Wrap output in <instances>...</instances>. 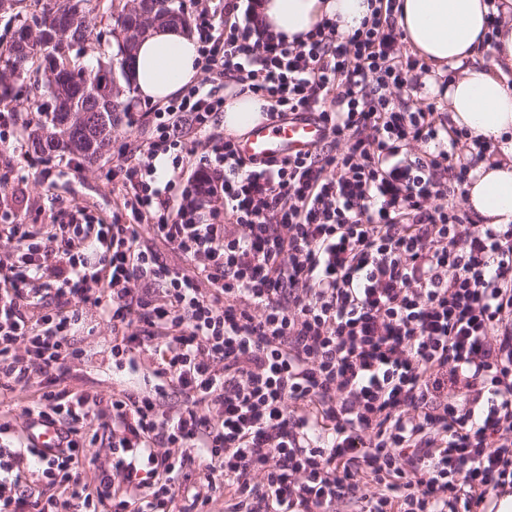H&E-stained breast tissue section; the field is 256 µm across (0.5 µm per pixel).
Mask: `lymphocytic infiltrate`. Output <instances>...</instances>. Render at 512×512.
<instances>
[{
  "mask_svg": "<svg viewBox=\"0 0 512 512\" xmlns=\"http://www.w3.org/2000/svg\"><path fill=\"white\" fill-rule=\"evenodd\" d=\"M396 3L299 40L257 0H224L219 27L201 8L197 65L216 84L146 106V153L121 151L109 177L120 216L0 225V399L39 379L24 414L65 441L46 457L0 423V512H488L512 489V224L468 212L467 133L436 98H405L430 69L404 51ZM223 87L272 121L315 115L323 143L243 158L216 131ZM203 195L222 219H203ZM86 302L116 364L159 357L108 400L64 386ZM34 460L55 494L23 485Z\"/></svg>",
  "mask_w": 512,
  "mask_h": 512,
  "instance_id": "f902f5d3",
  "label": "lymphocytic infiltrate"
}]
</instances>
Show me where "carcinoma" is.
I'll list each match as a JSON object with an SVG mask.
<instances>
[{
    "instance_id": "carcinoma-1",
    "label": "carcinoma",
    "mask_w": 512,
    "mask_h": 512,
    "mask_svg": "<svg viewBox=\"0 0 512 512\" xmlns=\"http://www.w3.org/2000/svg\"><path fill=\"white\" fill-rule=\"evenodd\" d=\"M102 0H46L37 33L26 23L15 31L9 47L0 51V81L26 77L33 64L44 71L49 100H33L28 108L39 113V127L29 135L36 152L74 155L89 163L102 157L112 143V129L122 122L126 107L112 85L131 90L127 67L136 45L118 42L116 54L87 70L71 64L74 46L93 36L86 17L101 8ZM144 10L164 18L166 24L189 27L173 0H141ZM114 26L125 30L138 14L110 0Z\"/></svg>"
}]
</instances>
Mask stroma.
I'll use <instances>...</instances> for the list:
<instances>
[{"label": "stroma", "instance_id": "obj_1", "mask_svg": "<svg viewBox=\"0 0 512 512\" xmlns=\"http://www.w3.org/2000/svg\"><path fill=\"white\" fill-rule=\"evenodd\" d=\"M44 80L43 72L32 71L23 83L15 85L11 98L0 101V112L16 115L8 139L0 142V177L8 179L7 184H0V202L25 224L49 223L51 215L75 207L111 223L118 207L105 174L116 165V154L106 153L94 163L84 162L76 168L60 163L55 155L38 163L32 160L27 124L38 116L28 112L27 104ZM83 311L86 319L75 329L74 342L84 355L72 363L66 385L109 397L125 388L129 374L116 369L112 360L111 325L99 317L92 304H84Z\"/></svg>", "mask_w": 512, "mask_h": 512}]
</instances>
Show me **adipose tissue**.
Masks as SVG:
<instances>
[{"instance_id": "obj_1", "label": "adipose tissue", "mask_w": 512, "mask_h": 512, "mask_svg": "<svg viewBox=\"0 0 512 512\" xmlns=\"http://www.w3.org/2000/svg\"><path fill=\"white\" fill-rule=\"evenodd\" d=\"M397 24L406 42L432 70L457 69L444 91L452 127L487 142L491 159H480L466 187V204L486 224H512V0H498L503 22L495 38L496 63L476 60L488 30V0H398ZM266 23L287 36L332 19L342 33L369 17L368 0H261ZM198 44L173 27L152 30L138 44L128 76L141 97L166 102L196 83ZM260 98L244 93L224 104V129L240 135L261 118Z\"/></svg>"}]
</instances>
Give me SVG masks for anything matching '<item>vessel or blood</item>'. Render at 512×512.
Listing matches in <instances>:
<instances>
[{"mask_svg":"<svg viewBox=\"0 0 512 512\" xmlns=\"http://www.w3.org/2000/svg\"><path fill=\"white\" fill-rule=\"evenodd\" d=\"M324 138L322 124L314 118L287 117L278 121L261 120L236 145L246 158L266 160L302 155L314 150ZM27 433L36 448L54 452L58 444V426L41 422L31 423Z\"/></svg>","mask_w":512,"mask_h":512,"instance_id":"obj_1","label":"vessel or blood"}]
</instances>
